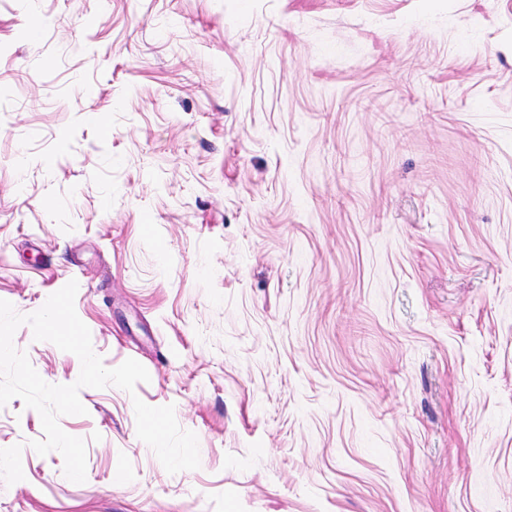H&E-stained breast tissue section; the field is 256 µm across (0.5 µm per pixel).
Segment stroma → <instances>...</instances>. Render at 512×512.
<instances>
[{
    "label": "stroma",
    "instance_id": "stroma-1",
    "mask_svg": "<svg viewBox=\"0 0 512 512\" xmlns=\"http://www.w3.org/2000/svg\"><path fill=\"white\" fill-rule=\"evenodd\" d=\"M72 280L150 380L81 484L1 407L0 512H512V0H0V299Z\"/></svg>",
    "mask_w": 512,
    "mask_h": 512
}]
</instances>
